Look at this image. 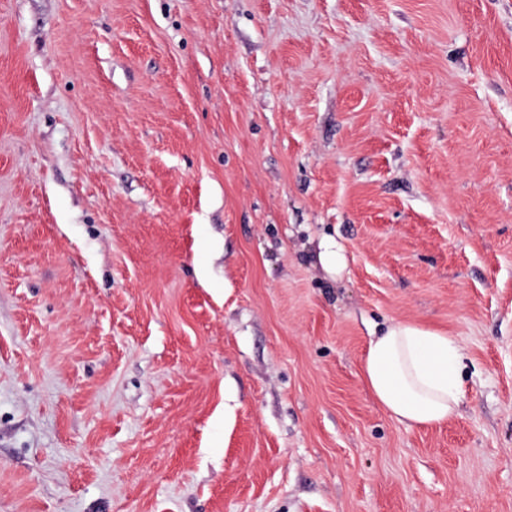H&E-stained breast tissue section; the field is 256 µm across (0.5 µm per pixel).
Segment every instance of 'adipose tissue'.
<instances>
[{"label": "adipose tissue", "mask_w": 512, "mask_h": 512, "mask_svg": "<svg viewBox=\"0 0 512 512\" xmlns=\"http://www.w3.org/2000/svg\"><path fill=\"white\" fill-rule=\"evenodd\" d=\"M463 353L447 334L397 321L369 342L363 377L375 401L397 422L439 426L463 396Z\"/></svg>", "instance_id": "ef3b65f1"}]
</instances>
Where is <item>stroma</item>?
<instances>
[{
	"label": "stroma",
	"instance_id": "35a3bbf8",
	"mask_svg": "<svg viewBox=\"0 0 512 512\" xmlns=\"http://www.w3.org/2000/svg\"><path fill=\"white\" fill-rule=\"evenodd\" d=\"M0 512H512V0H0ZM463 353L447 334L397 321L369 342L363 377L375 401L399 423L439 426L463 396Z\"/></svg>",
	"mask_w": 512,
	"mask_h": 512
}]
</instances>
